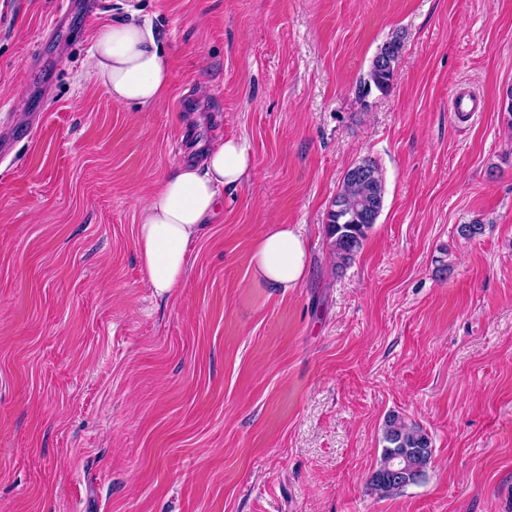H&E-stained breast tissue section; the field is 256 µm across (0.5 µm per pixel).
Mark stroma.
<instances>
[{
	"instance_id": "1",
	"label": "stroma",
	"mask_w": 512,
	"mask_h": 512,
	"mask_svg": "<svg viewBox=\"0 0 512 512\" xmlns=\"http://www.w3.org/2000/svg\"><path fill=\"white\" fill-rule=\"evenodd\" d=\"M95 2L0 0V512H512V0ZM133 14L172 60L151 106L87 76ZM222 137L254 172L157 296L139 206ZM366 157L383 208L340 269ZM278 224L310 249L285 291L250 268ZM392 413L433 456L381 498ZM402 43L399 35L387 40L374 55L366 77L359 83L360 97H367L374 87L383 92L390 86L401 56ZM383 198L382 172L373 159L364 158L346 172L327 223L336 266L349 264L360 252L381 212Z\"/></svg>"
}]
</instances>
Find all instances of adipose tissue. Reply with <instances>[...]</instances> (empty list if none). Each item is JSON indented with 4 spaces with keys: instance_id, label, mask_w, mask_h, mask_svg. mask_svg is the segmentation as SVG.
<instances>
[{
    "instance_id": "obj_1",
    "label": "adipose tissue",
    "mask_w": 512,
    "mask_h": 512,
    "mask_svg": "<svg viewBox=\"0 0 512 512\" xmlns=\"http://www.w3.org/2000/svg\"><path fill=\"white\" fill-rule=\"evenodd\" d=\"M91 77L113 101L148 106L171 81V64L152 24L119 21L102 27L92 48ZM253 172L245 143L223 138L205 147L198 161L166 177L142 207L137 248L155 292L171 294L187 275L189 246L200 236L221 192L242 185ZM255 277L274 288L295 287L308 268V246L299 229L285 224L260 235L253 247Z\"/></svg>"
}]
</instances>
